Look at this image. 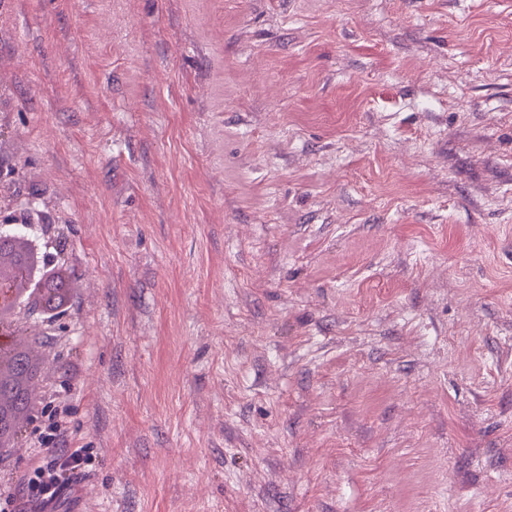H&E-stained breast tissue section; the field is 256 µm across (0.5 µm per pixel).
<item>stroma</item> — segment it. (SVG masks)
<instances>
[{"label":"stroma","mask_w":512,"mask_h":512,"mask_svg":"<svg viewBox=\"0 0 512 512\" xmlns=\"http://www.w3.org/2000/svg\"><path fill=\"white\" fill-rule=\"evenodd\" d=\"M30 199L60 512H512V0H0Z\"/></svg>","instance_id":"35a3bbf8"}]
</instances>
